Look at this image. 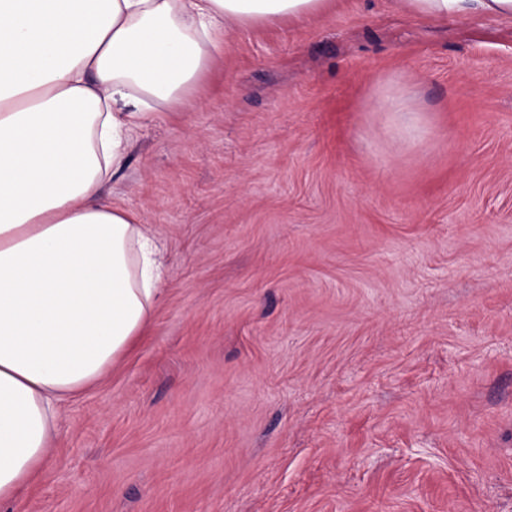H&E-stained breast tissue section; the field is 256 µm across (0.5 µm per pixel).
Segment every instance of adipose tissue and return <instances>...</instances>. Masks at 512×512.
<instances>
[{
    "label": "adipose tissue",
    "instance_id": "1",
    "mask_svg": "<svg viewBox=\"0 0 512 512\" xmlns=\"http://www.w3.org/2000/svg\"><path fill=\"white\" fill-rule=\"evenodd\" d=\"M328 0H0V505L42 468L60 407L161 301L154 235L101 195L135 130L182 103L224 33ZM418 16L512 0H404Z\"/></svg>",
    "mask_w": 512,
    "mask_h": 512
}]
</instances>
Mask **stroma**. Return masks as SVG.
Returning a JSON list of instances; mask_svg holds the SVG:
<instances>
[{
    "label": "stroma",
    "instance_id": "1",
    "mask_svg": "<svg viewBox=\"0 0 512 512\" xmlns=\"http://www.w3.org/2000/svg\"><path fill=\"white\" fill-rule=\"evenodd\" d=\"M103 193L165 298L0 512H512V17L235 30Z\"/></svg>",
    "mask_w": 512,
    "mask_h": 512
}]
</instances>
